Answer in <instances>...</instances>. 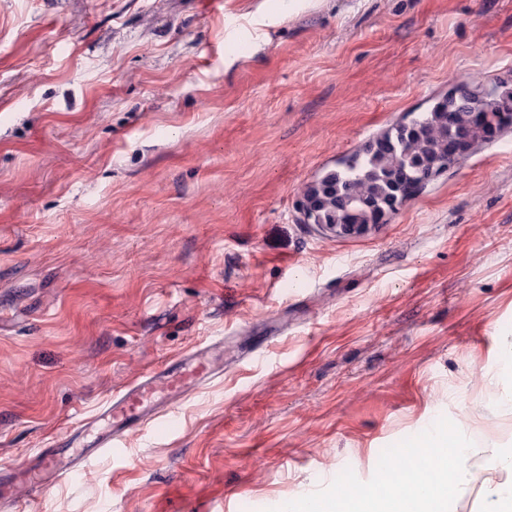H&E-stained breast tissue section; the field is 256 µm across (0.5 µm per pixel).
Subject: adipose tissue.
<instances>
[{
    "label": "adipose tissue",
    "instance_id": "adipose-tissue-1",
    "mask_svg": "<svg viewBox=\"0 0 512 512\" xmlns=\"http://www.w3.org/2000/svg\"><path fill=\"white\" fill-rule=\"evenodd\" d=\"M410 481L381 476L376 488L354 487L340 496L326 498L299 494L302 512H446L450 498L481 484L491 499L489 512H512V464L483 455L465 437L445 425H436L420 440ZM437 480H429L428 472Z\"/></svg>",
    "mask_w": 512,
    "mask_h": 512
}]
</instances>
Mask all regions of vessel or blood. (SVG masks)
Masks as SVG:
<instances>
[{
    "instance_id": "vessel-or-blood-1",
    "label": "vessel or blood",
    "mask_w": 512,
    "mask_h": 512,
    "mask_svg": "<svg viewBox=\"0 0 512 512\" xmlns=\"http://www.w3.org/2000/svg\"><path fill=\"white\" fill-rule=\"evenodd\" d=\"M223 368L222 351L197 349L184 353L175 364L133 380L102 409L109 429L95 441V453L119 448L129 434L152 427L170 402L192 393ZM76 443L72 437L44 451L40 472L59 478L70 476L81 463L74 451Z\"/></svg>"
}]
</instances>
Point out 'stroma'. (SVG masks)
<instances>
[{"instance_id":"stroma-1","label":"stroma","mask_w":512,"mask_h":512,"mask_svg":"<svg viewBox=\"0 0 512 512\" xmlns=\"http://www.w3.org/2000/svg\"><path fill=\"white\" fill-rule=\"evenodd\" d=\"M461 83L512 90V0H0V512H283L438 419L512 454V127L363 235L299 209ZM218 342L176 425L26 481ZM78 436L70 437L61 444L55 445V448L45 450L38 468L41 473L58 478L69 477L77 470L81 464V458L86 454L89 448H83L79 454H76L72 448H77Z\"/></svg>"}]
</instances>
